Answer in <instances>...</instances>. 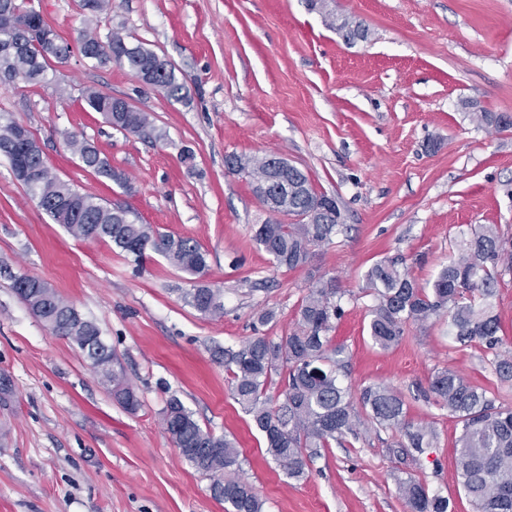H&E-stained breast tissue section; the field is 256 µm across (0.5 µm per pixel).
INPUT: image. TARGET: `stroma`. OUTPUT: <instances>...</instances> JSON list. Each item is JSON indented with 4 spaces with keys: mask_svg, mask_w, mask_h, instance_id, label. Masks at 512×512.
<instances>
[{
    "mask_svg": "<svg viewBox=\"0 0 512 512\" xmlns=\"http://www.w3.org/2000/svg\"><path fill=\"white\" fill-rule=\"evenodd\" d=\"M71 42L83 25L78 0H30ZM334 14L369 28L346 42ZM101 41L137 39L188 80L168 99L123 67L72 53L38 85H1L0 114L26 126L64 181L108 205L129 207L160 232L195 238L208 253L204 283L224 291V314L184 303L188 275L152 255L142 268L111 243L69 235L25 193L0 157V512H224L209 479L185 461L162 411L179 398L199 423L235 441L241 475L264 512H408L397 478L413 474L473 512L455 466L456 420L427 389L447 368L512 404L491 352L456 347L447 317L408 324L401 343L368 333L367 269L403 258L423 285L471 225L512 239V128L495 132L480 112L512 114V0H112L94 16ZM127 99L167 133L147 143L86 111L85 89ZM87 140L130 178L132 192L83 169L67 145ZM192 148L193 164L183 163ZM275 152L335 198L343 227L308 266L276 267L252 242L272 212L249 178L226 171L229 154ZM38 277L99 326L140 400L124 409L80 350L53 335L13 289ZM335 278L343 308L330 333L343 347V384L400 391L413 420L434 424L436 448L416 461L393 452L395 433L367 426L360 439L324 449L303 481L266 452L231 396L212 346L253 334L288 335L313 280ZM271 322L257 326L259 313Z\"/></svg>",
    "mask_w": 512,
    "mask_h": 512,
    "instance_id": "35a3bbf8",
    "label": "stroma"
}]
</instances>
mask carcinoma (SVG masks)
<instances>
[{
    "label": "carcinoma",
    "instance_id": "carcinoma-1",
    "mask_svg": "<svg viewBox=\"0 0 512 512\" xmlns=\"http://www.w3.org/2000/svg\"><path fill=\"white\" fill-rule=\"evenodd\" d=\"M46 26L27 0H0V83L37 85L46 80L55 64H65L72 46L66 41L46 43L39 32ZM337 30L348 41L368 39V29L342 21ZM77 44L80 54L99 64L111 61L128 69L148 86L181 101L188 94L187 82L173 65H158V54L142 42L131 43L112 34L107 56L105 44L84 33ZM90 112L101 113L113 129L156 143L166 137L146 112L129 109L116 97L96 89L83 92ZM479 120L497 130L512 127V115L482 112ZM21 124L0 122V155L11 168L26 163L35 180L23 182L26 193L51 219L77 239L109 240L124 258L143 265L148 253L162 256L173 267L192 276L208 268V254L192 237L162 234L127 207L107 206L61 181L43 157L35 140L25 146L16 142ZM67 145L84 168L112 181L124 191L132 190L128 176L112 168L107 159L85 140L69 137ZM268 155L231 154L228 161L239 173L255 182L266 173ZM290 194L281 214L295 218L292 224L258 225L253 241L271 256L274 264L289 270L306 266L313 249L329 245L342 224L336 213L319 212L316 204L328 195L316 191L308 175L286 164ZM512 264V250L501 239L494 224H482L460 241L457 254L440 269L429 287L412 276L403 262L386 258L373 264L364 275V289L376 304L370 312L369 335L375 345L390 349L404 337L405 326L425 323L446 312L448 334L462 347L480 343L491 351L495 374L512 380V352L502 349L500 324L490 300L496 294L499 268ZM13 288L27 307L56 336L75 344L94 370L112 385L114 398L125 409L135 411L139 400L115 370V354L101 339L100 329L84 317L71 314V305L49 292L41 279L19 275ZM334 279H318L309 288L295 328L279 341L252 336L236 346H214L212 360L224 365L230 375L235 401L263 434L267 454L285 469L289 478L301 480L309 463L321 450L343 445L347 437L357 440L360 426L370 422L399 436L393 452L404 458L436 447L437 432L430 424L409 419L405 400L386 384L363 387L354 395L340 381L344 348L331 343L329 332L342 311L336 300ZM184 302L204 317L224 315V291L197 282L183 293ZM283 378L284 389L272 397L268 388L273 376ZM429 391L440 406L460 425L455 443L457 473L475 512H512V407L495 404L484 387L466 381L447 369L436 372ZM166 431L180 455L196 471L209 477L213 496L229 505L231 512H263V502L243 479L240 453L233 440L204 428L180 399L172 397L163 411ZM409 512H448V498L430 494L420 479L409 475L397 479Z\"/></svg>",
    "mask_w": 512,
    "mask_h": 512
}]
</instances>
